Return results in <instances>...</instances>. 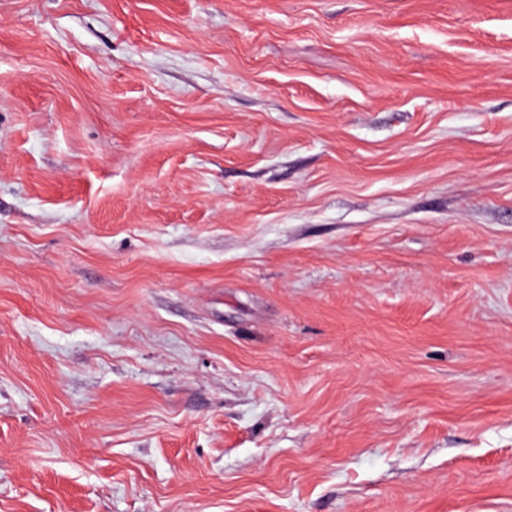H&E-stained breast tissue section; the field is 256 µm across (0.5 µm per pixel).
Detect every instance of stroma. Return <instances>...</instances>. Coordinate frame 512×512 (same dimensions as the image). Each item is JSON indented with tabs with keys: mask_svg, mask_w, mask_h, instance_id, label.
Masks as SVG:
<instances>
[{
	"mask_svg": "<svg viewBox=\"0 0 512 512\" xmlns=\"http://www.w3.org/2000/svg\"><path fill=\"white\" fill-rule=\"evenodd\" d=\"M0 512H512V0H0Z\"/></svg>",
	"mask_w": 512,
	"mask_h": 512,
	"instance_id": "obj_1",
	"label": "stroma"
}]
</instances>
